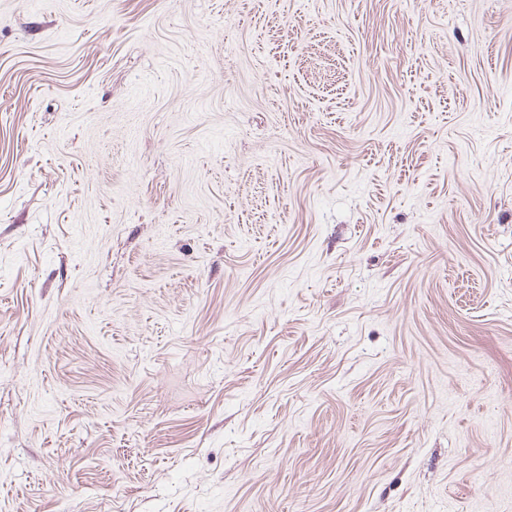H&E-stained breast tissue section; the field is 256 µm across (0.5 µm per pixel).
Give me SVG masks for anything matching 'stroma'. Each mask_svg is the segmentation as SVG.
Returning a JSON list of instances; mask_svg holds the SVG:
<instances>
[{
	"label": "stroma",
	"instance_id": "obj_1",
	"mask_svg": "<svg viewBox=\"0 0 512 512\" xmlns=\"http://www.w3.org/2000/svg\"><path fill=\"white\" fill-rule=\"evenodd\" d=\"M0 512H512V0H0Z\"/></svg>",
	"mask_w": 512,
	"mask_h": 512
}]
</instances>
